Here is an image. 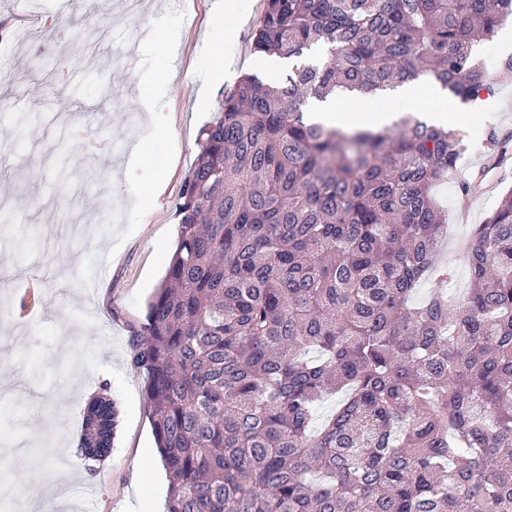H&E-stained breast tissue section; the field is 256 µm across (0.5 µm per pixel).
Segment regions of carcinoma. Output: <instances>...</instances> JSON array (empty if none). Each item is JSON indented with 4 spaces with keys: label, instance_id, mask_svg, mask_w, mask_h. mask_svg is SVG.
<instances>
[{
    "label": "carcinoma",
    "instance_id": "obj_1",
    "mask_svg": "<svg viewBox=\"0 0 512 512\" xmlns=\"http://www.w3.org/2000/svg\"><path fill=\"white\" fill-rule=\"evenodd\" d=\"M511 14L512 0H264L251 52L293 65L224 90L132 344L166 512H512V191L472 227L470 288L451 299L431 188L464 135L424 105L377 129L310 111L414 80L461 103L490 94L474 49ZM511 141L491 129L489 162ZM116 427L112 400L92 398L87 460Z\"/></svg>",
    "mask_w": 512,
    "mask_h": 512
}]
</instances>
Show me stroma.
I'll return each mask as SVG.
<instances>
[{
  "label": "stroma",
  "instance_id": "obj_1",
  "mask_svg": "<svg viewBox=\"0 0 512 512\" xmlns=\"http://www.w3.org/2000/svg\"><path fill=\"white\" fill-rule=\"evenodd\" d=\"M213 0H0V16L17 21L24 48L0 65V512H68L64 502L38 504L33 486L62 485L79 512H165L167 482L148 418L145 375L131 365V338L163 280L176 247L177 207L202 146L201 130L224 86L255 72L249 36L262 0H239L235 36H213ZM176 19L170 41L152 33ZM68 23L65 38L45 43L51 21ZM135 56H128L129 44ZM181 65L171 68V52ZM224 58L223 84L199 102L194 77L213 56ZM486 108L449 101L457 130L473 148L435 189L448 212L446 258L455 260L451 294L469 285L457 242L482 223L512 177L465 197L461 181L486 162L480 144L489 126L512 133V69L495 70ZM159 99L162 127L142 107ZM145 143L164 170L148 212L126 176L132 147ZM79 177L61 182L62 165ZM108 273L95 293L85 281L99 263ZM110 383H103V371ZM108 389L119 406L115 447L90 470L75 471L86 395ZM151 473L132 486L136 468Z\"/></svg>",
  "mask_w": 512,
  "mask_h": 512
}]
</instances>
